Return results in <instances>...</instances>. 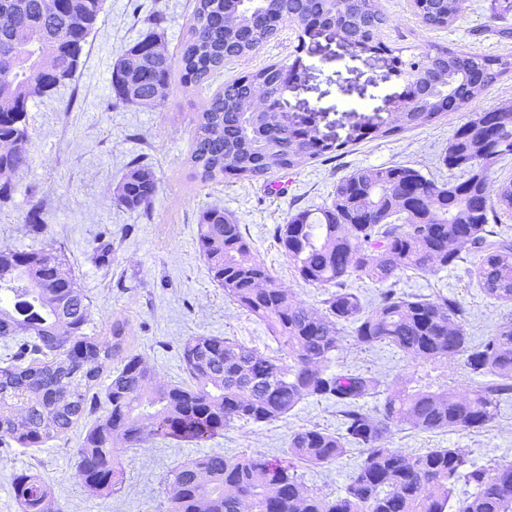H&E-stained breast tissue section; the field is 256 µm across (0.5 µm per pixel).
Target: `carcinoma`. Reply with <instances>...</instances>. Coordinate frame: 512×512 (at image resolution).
<instances>
[{
    "label": "carcinoma",
    "instance_id": "cac0c4a2",
    "mask_svg": "<svg viewBox=\"0 0 512 512\" xmlns=\"http://www.w3.org/2000/svg\"><path fill=\"white\" fill-rule=\"evenodd\" d=\"M104 0H0V201L11 197V175L30 164V134L19 106L46 95L43 67L71 79L86 42L68 50V37L91 33ZM427 30L463 19L466 0H412ZM389 18L380 0H194L184 42L176 54L160 48L162 17L147 20L141 40L112 69L117 102L164 105L174 70L181 84L202 86L224 61L260 51L289 25L299 40L318 27L355 54L384 56L389 75L404 81V111L353 130L356 140L380 139L432 125L468 109L478 92L512 76V52L485 55L430 44L414 53L383 40ZM297 63H271L230 81L199 113L188 165L204 182L267 180L309 160L330 159L345 143L322 138L301 120L284 121L275 104L252 109L255 84L276 93L293 79ZM512 156V101L474 112L459 125L440 164L459 177L435 182L416 168L357 169L336 181L326 202L298 209L274 229V239L300 280L327 289L318 311L295 301L254 253L242 225L221 207L199 212L197 243L207 275L238 308L262 321L280 344L264 355L224 336H192L180 346L191 384L156 382L147 363L127 355L125 327L111 339L86 334L91 304L63 270L60 250L0 248V341L13 353L0 367V444L35 448L95 416L75 449L79 479L93 494L121 482L118 448L149 439L205 441L235 422L276 420L303 401L340 407L342 428H298L288 439V463L258 452L191 459L171 479L168 512H512V463H468L462 448H431L410 456L391 445L395 429L474 431L498 416L512 397V321L474 344L467 311L453 297H406L395 285L406 272L456 267L478 258L475 276L487 297L512 304V236L491 221L512 214V181L493 179V166ZM158 191L152 166L132 159L117 201L150 213ZM42 207L27 216L29 235L46 233ZM354 279L381 286L368 302ZM372 347L387 344L425 362L464 357L468 372L491 380L462 394L450 388H395L377 406L379 380L368 371L333 370L345 338ZM117 362L104 388L94 392L105 366ZM362 458L343 492L333 498L310 490L295 467L340 459L346 447ZM473 492L449 505L455 482ZM13 492L21 512H64L41 476L23 471Z\"/></svg>",
    "mask_w": 512,
    "mask_h": 512
}]
</instances>
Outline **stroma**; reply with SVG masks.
<instances>
[{
    "label": "stroma",
    "mask_w": 512,
    "mask_h": 512,
    "mask_svg": "<svg viewBox=\"0 0 512 512\" xmlns=\"http://www.w3.org/2000/svg\"><path fill=\"white\" fill-rule=\"evenodd\" d=\"M380 5L390 19L384 39L414 51L430 43L488 55L512 49V13L489 23L491 0H468L461 21L432 31L422 27L411 0H381ZM192 10L193 0H105L73 80L30 103V166L16 174L12 200L0 204V248L15 249L32 246L25 216L33 203L41 204L45 244L63 251L66 271L90 300L88 335H104L111 322L125 320L127 353L142 357L163 384L185 380L179 348L191 336H228L265 354L277 351L264 323L238 309L210 281L197 246V216L203 208L217 205L233 214L280 285L305 305L319 306L322 289L296 276L272 237L274 227L286 223L297 209L320 206L337 180L359 168L403 164L439 182L453 179V172L438 158L469 114L455 112L394 138L349 142L353 126L386 116L394 96L402 91L401 81L390 77L377 58L354 55L325 37L299 42L297 31L289 26L258 53L227 61L209 85L185 87L173 81L161 108L110 107L112 67L141 38L146 18L164 14L163 42L173 54L186 36ZM299 45L304 48L300 55L295 52ZM297 56L302 57L305 71L289 89L287 106L316 113L320 133L346 142L345 152L276 175L270 183L194 179L186 159L195 118L211 96L225 81L272 62H292ZM135 157L150 162L158 179L148 221L115 199L116 187ZM103 241L112 244L108 266L94 255ZM473 262L469 255L444 272L403 276L396 288L425 297L444 293L457 298L468 310V336L481 340L512 320V305L483 295ZM332 367L370 371L386 387L416 377L436 388L451 386L464 392L482 382L468 374L459 356L432 364L391 345L364 349L350 339ZM311 425L338 431L335 404L306 401L278 420L237 422L201 443L151 440L120 449L122 487L96 497L76 474L73 453L87 427L82 421L39 448L0 445V512H21L13 477L24 470L38 473L66 512H167L171 472L184 462L213 453L234 457L245 451L284 461L290 433ZM393 442L412 456L431 448H464L479 465L510 462L512 400L502 402L495 421L484 429L429 433L405 425L395 431ZM360 458V448L351 446L336 462L303 465L298 472L309 488L333 497L342 492Z\"/></svg>",
    "instance_id": "obj_1"
}]
</instances>
